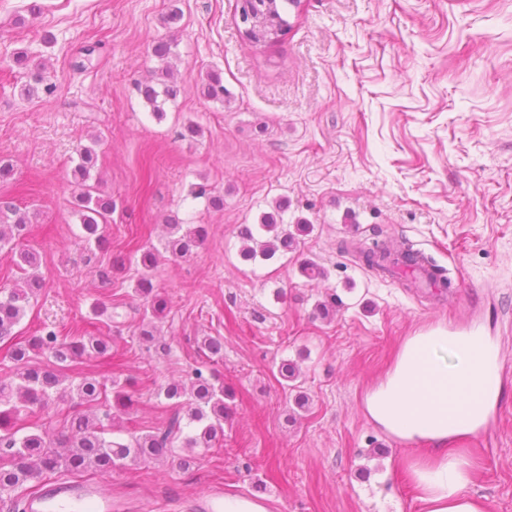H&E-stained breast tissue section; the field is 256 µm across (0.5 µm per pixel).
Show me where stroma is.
<instances>
[{
    "instance_id": "stroma-1",
    "label": "stroma",
    "mask_w": 512,
    "mask_h": 512,
    "mask_svg": "<svg viewBox=\"0 0 512 512\" xmlns=\"http://www.w3.org/2000/svg\"><path fill=\"white\" fill-rule=\"evenodd\" d=\"M234 11L235 0H0V158L14 166L0 200L33 212L23 244L45 279L15 337L0 340V377L16 371L14 342L34 334L104 337L105 355L63 376L126 385L121 424L141 433L169 420L161 385L197 369L223 381L220 447L103 477L125 512H158L163 499L187 512L215 485L266 495L271 512H421L402 469L416 449L370 419L364 396L408 337L476 325L499 349L501 393L488 436L460 446L472 492L488 512H512V0H300L265 52ZM160 38L183 89L162 120L136 90L160 65ZM93 43L100 54L81 60ZM21 52L43 75L33 97ZM210 69L224 102L199 93ZM188 122L201 129L192 140L180 136ZM99 134L93 178L113 209L94 246L73 212L72 170ZM199 183L223 209L192 195ZM282 200L283 222L313 232L293 252L243 261L240 225ZM169 220L208 237L154 271L168 297L158 352L139 339L133 288ZM377 245L409 246L441 269V305L368 269L359 253ZM309 262L326 278H304ZM329 299L327 321L315 306ZM207 336L223 337L222 355L203 349ZM285 361L298 391L282 383Z\"/></svg>"
}]
</instances>
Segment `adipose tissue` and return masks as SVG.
Instances as JSON below:
<instances>
[{
  "label": "adipose tissue",
  "mask_w": 512,
  "mask_h": 512,
  "mask_svg": "<svg viewBox=\"0 0 512 512\" xmlns=\"http://www.w3.org/2000/svg\"><path fill=\"white\" fill-rule=\"evenodd\" d=\"M449 351L446 362L440 351ZM500 394L496 347L483 336L436 329L410 337L394 367L365 395L372 420L400 440L424 446L403 469L423 512H487L471 495V462L455 443L484 422L481 400Z\"/></svg>",
  "instance_id": "1"
}]
</instances>
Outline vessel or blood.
<instances>
[{"instance_id":"vessel-or-blood-1","label":"vessel or blood","mask_w":512,"mask_h":512,"mask_svg":"<svg viewBox=\"0 0 512 512\" xmlns=\"http://www.w3.org/2000/svg\"><path fill=\"white\" fill-rule=\"evenodd\" d=\"M193 512H224V492L211 489L196 497ZM112 491L97 481L44 480L24 502L25 512H115Z\"/></svg>"}]
</instances>
